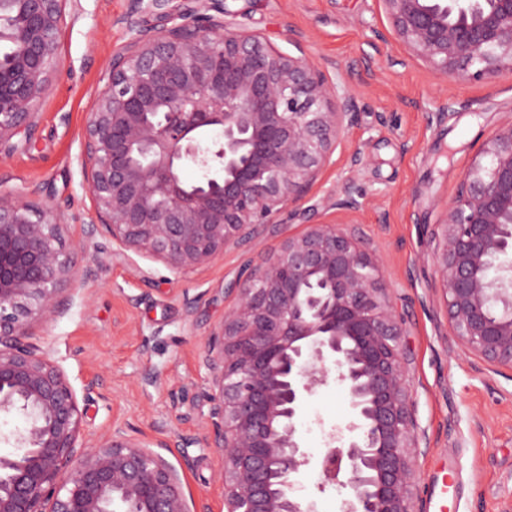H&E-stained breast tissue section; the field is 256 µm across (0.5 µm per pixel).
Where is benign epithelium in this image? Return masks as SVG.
<instances>
[{"label":"benign epithelium","mask_w":512,"mask_h":512,"mask_svg":"<svg viewBox=\"0 0 512 512\" xmlns=\"http://www.w3.org/2000/svg\"><path fill=\"white\" fill-rule=\"evenodd\" d=\"M67 0H0V159L31 144L35 108L54 87ZM154 22L127 19L125 48L84 130L91 231L177 270L248 246L257 227L308 219L301 207L358 115V100L304 55L230 27L224 0L180 9L137 0ZM396 35L443 77L512 72V0H379ZM190 162L208 172L184 181ZM35 191L0 193V411L28 425L0 456V512H190L170 444L116 431L79 443L84 411L65 373L22 342L26 319L59 312L81 281L58 246L63 215ZM448 329L488 370L512 371V120L462 173L434 236ZM236 303L203 351L214 394L207 419L224 458L226 512H316L298 494L311 462L297 419L333 378L350 397L320 459L350 488L339 512H413L417 419L397 312L379 254L335 224H312L224 288Z\"/></svg>","instance_id":"benign-epithelium-1"}]
</instances>
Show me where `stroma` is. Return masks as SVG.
<instances>
[{"instance_id":"1","label":"stroma","mask_w":512,"mask_h":512,"mask_svg":"<svg viewBox=\"0 0 512 512\" xmlns=\"http://www.w3.org/2000/svg\"><path fill=\"white\" fill-rule=\"evenodd\" d=\"M225 20L266 37L279 51L306 56L333 73L359 101L330 164L306 197L315 223H342L385 256L384 275L405 319L409 393L426 444L418 448L416 505L423 512H512V376L465 357L448 329L438 289L433 237L459 178L482 143L512 119V73L493 82L440 78L397 38L379 0H224ZM146 24L136 0H68L54 88L37 107L31 146L0 160V190L37 187V203L65 216L58 237L83 287L58 294L61 315L29 318L26 342L66 374L85 407L80 440L96 444L121 431L172 442L192 512H225L222 460L201 417L212 387L203 343L234 299L225 288L249 261L275 251L301 224L260 227L251 247H226L206 266L176 270L120 250L90 233L92 201L83 188V130L109 83V63L128 41L124 19ZM360 165H352V154ZM356 211L329 206L345 186ZM350 412L343 386L329 382L298 418L312 457ZM188 438V447L177 444ZM299 494L317 512H339L346 489L326 485L317 467L299 477Z\"/></svg>"}]
</instances>
